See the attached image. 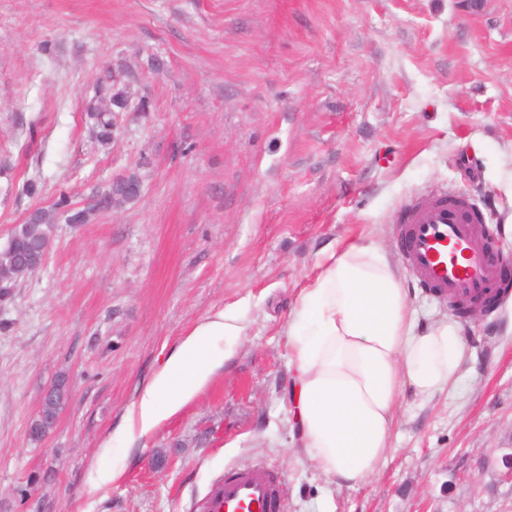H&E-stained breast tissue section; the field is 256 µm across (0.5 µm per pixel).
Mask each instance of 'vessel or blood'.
I'll use <instances>...</instances> for the list:
<instances>
[{"label":"vessel or blood","instance_id":"1","mask_svg":"<svg viewBox=\"0 0 512 512\" xmlns=\"http://www.w3.org/2000/svg\"><path fill=\"white\" fill-rule=\"evenodd\" d=\"M475 204L440 195L414 203L399 220L398 249L418 281L440 298L476 300L498 278L486 244L476 238ZM280 478L252 468L212 482L200 512H283Z\"/></svg>","mask_w":512,"mask_h":512}]
</instances>
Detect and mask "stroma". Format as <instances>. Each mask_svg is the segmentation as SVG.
Here are the masks:
<instances>
[{
  "label": "stroma",
  "instance_id": "obj_1",
  "mask_svg": "<svg viewBox=\"0 0 512 512\" xmlns=\"http://www.w3.org/2000/svg\"><path fill=\"white\" fill-rule=\"evenodd\" d=\"M115 94L104 141L91 112ZM476 136L512 138V0H0V247L59 193L89 212L0 295V512H196L251 467L280 473L285 512H512V301L468 326L474 375L405 398L369 484L324 490L288 422L284 328L325 250H395L441 191L512 252ZM129 174L140 196L95 210ZM220 311L244 328L223 366L126 443L128 407ZM62 383L63 380L58 381L59 388L56 390V393L54 394L53 398L48 399L52 392L53 387L48 388L42 395L41 398V407L43 406V403L46 401L45 406L39 413L38 417L31 423L30 427V435L32 438H38L41 436V434L44 433L43 427L45 425V422L56 416L57 412L60 411L62 400H63V392H62Z\"/></svg>",
  "mask_w": 512,
  "mask_h": 512
}]
</instances>
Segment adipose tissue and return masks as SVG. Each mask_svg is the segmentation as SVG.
<instances>
[{
    "label": "adipose tissue",
    "instance_id": "obj_1",
    "mask_svg": "<svg viewBox=\"0 0 512 512\" xmlns=\"http://www.w3.org/2000/svg\"><path fill=\"white\" fill-rule=\"evenodd\" d=\"M495 155L484 178L505 199L496 221L512 234V140L497 143ZM241 331L221 312L197 325L132 404L126 438L149 432L193 397L224 359L215 340ZM285 334L297 448L338 489L376 475L405 396L428 401L451 390L470 358L465 325L452 318L420 325L396 264L369 238L327 253L298 291Z\"/></svg>",
    "mask_w": 512,
    "mask_h": 512
}]
</instances>
